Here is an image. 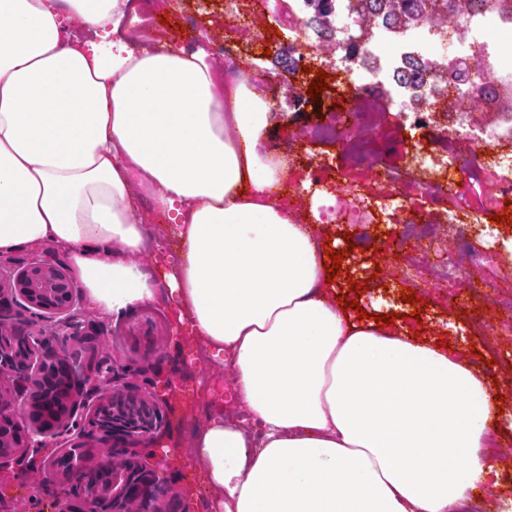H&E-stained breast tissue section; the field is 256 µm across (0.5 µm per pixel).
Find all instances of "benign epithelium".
<instances>
[{
    "label": "benign epithelium",
    "instance_id": "benign-epithelium-1",
    "mask_svg": "<svg viewBox=\"0 0 512 512\" xmlns=\"http://www.w3.org/2000/svg\"><path fill=\"white\" fill-rule=\"evenodd\" d=\"M369 33V20L365 19L359 27L347 29L342 39L336 41V53L345 64L347 71L364 66L362 56L356 47L365 43ZM9 292L16 303L29 310L60 316L57 331L51 336L24 334L29 357L54 352L53 342H62L81 336L83 322L78 320L74 311V285L67 270L59 264L36 263L26 265L9 282L0 285V294ZM11 316L6 309L0 310V374L14 376L15 391L13 399L0 397V465L16 461L23 456L47 448L43 440L35 441L30 436L19 433L10 407L24 403L27 397L37 398L35 415L40 421L37 433L59 438L75 429L83 436L94 435V420L88 426L80 424L78 410L91 402L98 403L95 414L105 411L116 398V375L112 359L101 358L95 364L76 363L65 355H55L53 368L64 377V381L51 387L46 384L43 370H34V365L17 364L13 343L4 340L5 320ZM165 426V416L160 409H153V420L143 428H133L114 421L111 440L151 439ZM121 460L117 464L99 466L92 483L84 479H74L71 473L84 467L89 459L90 450L85 441L72 442L67 448H58L54 453L36 456L26 461V470L40 467H58L62 479L58 486L46 490L38 488L37 495L52 498L50 512H100L98 508L99 491L107 488L112 491V512H124L120 509L123 500H131L143 506V512H169L174 496L170 488L158 484L154 478L146 477L136 468V454L120 451Z\"/></svg>",
    "mask_w": 512,
    "mask_h": 512
}]
</instances>
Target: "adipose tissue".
<instances>
[{
    "label": "adipose tissue",
    "instance_id": "1",
    "mask_svg": "<svg viewBox=\"0 0 512 512\" xmlns=\"http://www.w3.org/2000/svg\"><path fill=\"white\" fill-rule=\"evenodd\" d=\"M135 0H0V256L66 257L89 309L153 300L137 195L174 215L164 279L201 351L230 363L254 438L205 408L188 448L213 512H450L498 467L499 401L470 365L330 298L322 242L274 189L262 91L205 48H144ZM101 43L70 42L63 16Z\"/></svg>",
    "mask_w": 512,
    "mask_h": 512
}]
</instances>
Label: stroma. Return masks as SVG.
I'll use <instances>...</instances> for the list:
<instances>
[{"label":"stroma","mask_w":512,"mask_h":512,"mask_svg":"<svg viewBox=\"0 0 512 512\" xmlns=\"http://www.w3.org/2000/svg\"><path fill=\"white\" fill-rule=\"evenodd\" d=\"M225 0H150L148 9L155 31L166 47L183 43L212 48L214 43L228 42L234 48L243 73L253 75L265 87L271 115L265 142L280 154L294 153L296 162L288 180L289 191L296 192L309 184L308 160L311 156L326 159L332 174L340 175L345 184L358 190L368 188L373 171L368 167L351 166L344 144L338 141L307 142L300 140L302 130L322 121L330 108L345 102L342 70H333L329 87L315 101L302 106L282 94L284 84L310 86L315 72L304 71L298 54L292 51V36L282 20H269L264 40L241 36L224 25ZM375 139L380 159L391 172L402 164L405 151L416 147L425 150H448L452 144L434 128L399 125L393 113H385L380 122L369 129ZM469 174L459 173L447 200L436 203L414 183L402 184L408 218L422 220L433 217L441 236L439 252L429 250L427 239L401 240V225L383 217L380 227L361 228L352 224L313 221L312 230L322 240H330L333 250L344 252L338 275L337 293L346 299L358 300L372 315L396 313L397 326L409 333H420L433 343H449L451 349L465 355L467 362L485 385L495 386L504 397L501 427L489 442L499 463V495L489 496L477 489L475 503L485 512H503L505 501L512 499V321L497 310L496 299L512 296V226H492V216L501 215L505 203L496 192L473 194ZM139 207L147 216L149 243H161L165 255L182 257L179 239L171 229L167 213L154 209L151 201L140 200ZM476 247L485 252L487 260L477 271L461 267L448 280H433L427 270H419L403 278V257L407 254L427 256L429 262H456V222ZM361 292H354L352 284ZM417 290L422 316L414 318L412 304L403 302L401 294ZM76 310L86 324L96 327L100 335L92 340L74 341L70 351L81 352L84 360L111 357L116 373L125 382L140 385L143 394H150L154 384L164 390L158 399L166 415V426L142 446L148 451L147 467L161 484L173 487L184 512H205L194 490L198 476L190 459L170 456L160 458L159 449L182 447L193 426L202 421V412L213 393L223 395L224 413L239 416L231 367H208L215 391H197L200 371L195 360V344L189 329L176 320L175 306L165 286H158L153 302L136 308L115 321H107L89 310L85 299H78ZM57 476L51 470L26 473L13 463L0 466V500L17 503L30 498L34 486L54 484Z\"/></svg>","instance_id":"35a3bbf8"}]
</instances>
